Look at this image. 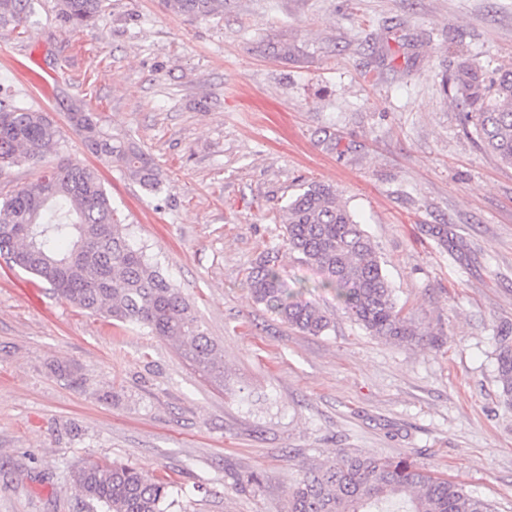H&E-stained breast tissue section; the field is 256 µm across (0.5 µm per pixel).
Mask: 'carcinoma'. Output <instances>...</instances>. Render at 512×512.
Masks as SVG:
<instances>
[{
    "mask_svg": "<svg viewBox=\"0 0 512 512\" xmlns=\"http://www.w3.org/2000/svg\"><path fill=\"white\" fill-rule=\"evenodd\" d=\"M108 0H59L57 17L73 32L94 25ZM176 14L208 19L224 0H166ZM31 0H0V26L20 27ZM457 92L472 111L484 149L512 166V69L486 82L469 65L455 74ZM66 111L85 148L125 170L150 191L160 180L152 158L133 143L112 137L82 101ZM62 131L43 111L0 100V168L45 160ZM283 245L323 275L321 287L336 297L351 321L370 335L408 342L417 333L398 308L380 256L336 187L312 182L285 210ZM0 255L21 261L18 269L47 284L75 307L123 324H138L180 344L202 371L218 378L224 365L193 307L158 265L123 233L112 195L98 170L79 161L58 164L36 180L0 198ZM254 302L289 327L319 336L330 330L331 314L284 288L278 253L268 251L250 268ZM498 367L512 395V345L502 340ZM76 492L101 512H170L167 481L142 468L114 461L85 463L74 473ZM290 512H492L491 505L464 486L417 466L407 457L338 453L303 472L291 492Z\"/></svg>",
    "mask_w": 512,
    "mask_h": 512,
    "instance_id": "1",
    "label": "carcinoma"
}]
</instances>
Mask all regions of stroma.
<instances>
[{
    "label": "stroma",
    "mask_w": 512,
    "mask_h": 512,
    "mask_svg": "<svg viewBox=\"0 0 512 512\" xmlns=\"http://www.w3.org/2000/svg\"><path fill=\"white\" fill-rule=\"evenodd\" d=\"M56 2L0 27V88L61 128L51 164L97 165L224 376L0 259V512H92L73 484L89 461L166 479L181 512H289L294 479L340 452L410 457L512 512L497 369V339L512 337V167L480 146L451 82L463 63L488 77L512 64V0H224L207 20L109 0L79 33ZM73 100L150 154L159 192L97 164L68 124ZM311 182L336 186L419 340L369 335L283 249L284 208ZM273 248L331 330L302 333L252 300L247 272Z\"/></svg>",
    "instance_id": "1"
}]
</instances>
